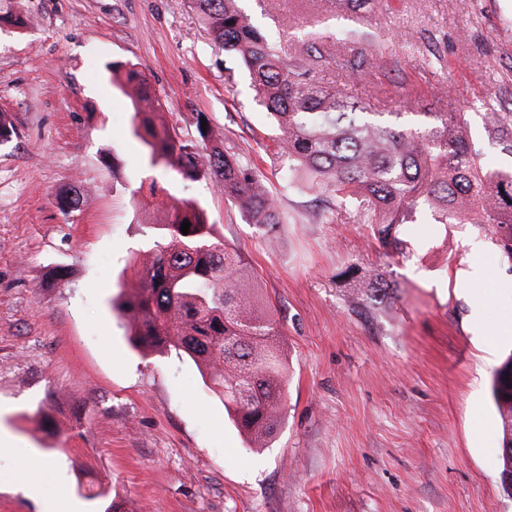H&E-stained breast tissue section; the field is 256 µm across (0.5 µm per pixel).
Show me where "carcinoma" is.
Returning <instances> with one entry per match:
<instances>
[{
  "instance_id": "1",
  "label": "carcinoma",
  "mask_w": 512,
  "mask_h": 512,
  "mask_svg": "<svg viewBox=\"0 0 512 512\" xmlns=\"http://www.w3.org/2000/svg\"><path fill=\"white\" fill-rule=\"evenodd\" d=\"M212 42L248 70L257 103L279 130L288 171L300 173L356 212L387 254L407 247L402 231L428 211L438 224H490L512 262V173L488 170L467 134L462 112H426L427 123L400 121L399 112H369L363 103L312 74L313 50L285 53L252 21L240 0H190ZM112 80L148 104L133 113L131 134L144 146L136 205L163 206L143 230L139 287L115 304L134 346L175 352L206 372L209 387L234 414L250 443L266 448L281 422L288 362L279 323L267 310L239 252L228 247L199 201L173 198L178 179L213 182L253 224L288 223L263 175L224 146L211 125L195 137L179 119L158 122L132 63L112 64ZM190 222L189 233L181 225ZM362 278L351 305L359 315L393 299V285L351 266L344 282ZM493 396L503 423L500 476L512 475V354L495 371Z\"/></svg>"
}]
</instances>
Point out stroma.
<instances>
[{
    "instance_id": "1",
    "label": "stroma",
    "mask_w": 512,
    "mask_h": 512,
    "mask_svg": "<svg viewBox=\"0 0 512 512\" xmlns=\"http://www.w3.org/2000/svg\"><path fill=\"white\" fill-rule=\"evenodd\" d=\"M288 53L315 45L325 84L375 112L466 113L492 170L512 151L486 116H512V0H243ZM0 512H512L500 482L496 369L512 352V268L486 224L422 212L404 254L371 225L320 213L323 192L284 177L278 132L246 69L215 47L187 0H0ZM131 62L164 112L209 118L257 165L288 221L250 223L206 180L200 201L243 256L281 326L282 423L251 447L188 358L145 355L111 301L133 286L141 144L106 67ZM79 190L77 210L58 201ZM374 270L397 289L369 317L338 279ZM62 268L64 282L51 277ZM481 320H474L473 310ZM488 343L474 342L476 333ZM48 462L13 483L30 457Z\"/></svg>"
}]
</instances>
